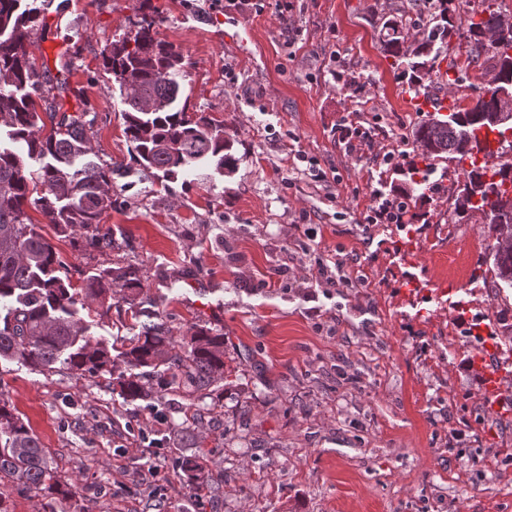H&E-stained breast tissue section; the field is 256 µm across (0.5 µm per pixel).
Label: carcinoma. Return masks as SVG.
Returning a JSON list of instances; mask_svg holds the SVG:
<instances>
[{
  "label": "carcinoma",
  "instance_id": "1",
  "mask_svg": "<svg viewBox=\"0 0 512 512\" xmlns=\"http://www.w3.org/2000/svg\"><path fill=\"white\" fill-rule=\"evenodd\" d=\"M471 0H422L424 14L432 27L423 29V37L412 49L414 73L411 88L417 95L430 97L424 78L434 71L436 61L448 52L447 39L456 31L465 44L466 67L503 73V59L512 50V33L497 43L483 39L482 31L497 26L501 12L494 4L483 10L484 17L470 9ZM142 16L135 32L113 42L101 52L102 67L123 92L124 133L134 145L139 164L174 178L192 164L213 160L216 167L232 170L236 157L233 142L224 137V125L203 114L188 115L179 106L181 80L185 77L184 56L158 38L159 20L142 0ZM45 28L40 8H21V0H0V127L18 144L13 150L0 148V357L40 372H51L56 365L80 376L103 378L119 389L127 399L145 395L137 373L115 375L116 358L131 368L166 366L159 389H185L206 397L211 384L224 378V335L197 329L177 341L168 335L164 324L147 323L140 336L112 355L108 345L86 335V327L77 318L78 309L89 312L118 296L134 301L143 289V274L137 267L119 271L110 269L87 278L80 288L73 287L54 246L36 229L27 208L40 211L55 225L58 233L70 235L82 230L83 248L103 251L112 247V237L102 231L103 214L112 209L111 177L103 167L84 157L92 154L90 133L96 115L86 109L73 114L55 111L51 133L43 134L45 123L34 106L33 97H44L48 86L64 85L48 71H38L29 48L37 31ZM380 42L384 53L400 57L407 42L403 19L394 18L383 25ZM457 74L450 78L449 73ZM463 72L458 58L448 71L437 73L441 84L457 86ZM491 101L479 97L468 107H457L448 119L432 124L424 121L413 132L417 156L434 161L444 154H455L458 161L473 159L479 142L476 130L488 126L482 118ZM467 123L469 137L458 136L457 120ZM43 161L36 170L29 161ZM464 182L477 180L484 185L481 202L461 208L454 198L448 223L457 224L469 215L486 212L489 196L496 193L487 166L463 170ZM489 237L484 263L490 264L495 279L512 278V244L501 245L500 236L512 237L496 224L488 225ZM180 469L188 486L204 483L202 467L184 458ZM21 485L37 498L71 500L76 488L57 478L45 458L41 442L22 416L0 396V477Z\"/></svg>",
  "mask_w": 512,
  "mask_h": 512
}]
</instances>
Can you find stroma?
<instances>
[{
	"label": "stroma",
	"mask_w": 512,
	"mask_h": 512,
	"mask_svg": "<svg viewBox=\"0 0 512 512\" xmlns=\"http://www.w3.org/2000/svg\"><path fill=\"white\" fill-rule=\"evenodd\" d=\"M140 0H54L30 48L38 69L68 68L69 89L37 101L97 114L93 159L112 171L104 252L58 235L73 286L141 267L135 304L84 315L89 335L122 349L147 322L175 338L202 326L224 336V377L205 399L181 390L129 400L104 379L0 360V393L39 437L75 500L0 486L10 512H512V392L484 400V343L453 317L512 341V287L479 261L480 216L448 221L455 161L432 166L413 211L419 229L367 224L371 192H392L416 163L427 120L404 59L379 33L390 18L420 36L415 0H151L161 40L187 63V108L224 126L234 171L197 166L177 179L143 169L124 134L125 105L101 51L134 30ZM83 90L75 98L74 90ZM369 132L345 153L334 131ZM394 155L379 166L375 151ZM345 262L320 281L316 259ZM205 467L186 486L178 463Z\"/></svg>",
	"instance_id": "35a3bbf8"
}]
</instances>
